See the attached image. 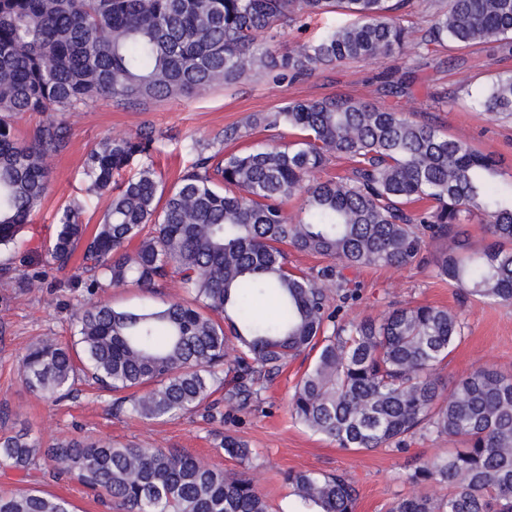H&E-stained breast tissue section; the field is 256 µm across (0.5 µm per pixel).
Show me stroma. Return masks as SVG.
<instances>
[{"label": "stroma", "instance_id": "1", "mask_svg": "<svg viewBox=\"0 0 512 512\" xmlns=\"http://www.w3.org/2000/svg\"><path fill=\"white\" fill-rule=\"evenodd\" d=\"M339 21V15L331 13L284 28L270 48L276 52L296 49L315 41ZM407 69L415 76L411 92L397 99L387 96L381 86L383 74ZM506 73H512V54H503L496 43L468 48L446 43L429 46L419 55L408 51L385 61L347 60L292 81L277 83L260 74L191 97L144 103L108 99L87 109L60 113L68 136L48 161V194L15 248L0 253V434L28 425L48 441L88 436L115 444L178 448L236 472L239 464L219 447L223 435L231 433L258 453L248 475L265 495L270 512H293L291 490L285 481L291 470L346 474L358 492L356 512H386L394 499L420 494V487L408 482L405 475L416 464L445 451L447 440L420 439L405 453L338 448L291 417L294 383L309 364L302 356L284 368L263 401L250 409L238 410L225 403L223 392H216L214 398L224 409L220 423L198 413L154 423L117 414L112 410L111 393L84 381L76 382L69 398L58 403L45 401L23 386L17 361L41 339L52 337L66 343L73 336V315L88 293L74 287V266L61 269L50 263L47 248L56 234L58 210L72 199L82 200V221L91 227L99 224L107 209L109 196L86 194L84 173L88 152L104 136H125L140 127H152L156 137L152 162L169 186L190 165L193 143L227 153L259 147L272 139L285 147L293 141L288 128H279L272 136L257 125V118L271 115L291 101L343 96L394 105L414 120L431 123L449 137L494 155L501 180L510 183L512 115L484 112L477 102L478 91ZM231 125L245 127L246 135L225 141L224 129ZM489 241L482 224L472 222L463 225L458 236L427 241L424 265L368 266L350 272L359 298L349 305L348 315L378 317L408 304L446 307L464 319L466 336L441 372L445 384L481 366L512 376V304L478 301L433 273L434 262L449 251L461 246L478 250ZM29 487L66 498L75 512H105L82 487L53 478L41 463H34L26 474L0 467V490Z\"/></svg>", "mask_w": 512, "mask_h": 512}]
</instances>
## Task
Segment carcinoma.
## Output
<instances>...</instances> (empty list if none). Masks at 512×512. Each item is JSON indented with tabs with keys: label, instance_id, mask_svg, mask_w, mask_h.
Masks as SVG:
<instances>
[{
	"label": "carcinoma",
	"instance_id": "obj_1",
	"mask_svg": "<svg viewBox=\"0 0 512 512\" xmlns=\"http://www.w3.org/2000/svg\"><path fill=\"white\" fill-rule=\"evenodd\" d=\"M409 0H0V248L16 244L49 185L47 159L66 131L49 121L30 139L13 117L71 112L100 100L189 97L233 85L247 72L277 79L345 60H386L413 46L463 47L495 41L512 52V0H432L424 36L396 12ZM346 20L292 52L263 46L301 18ZM406 71L387 94H407ZM479 105L512 112V74L483 89ZM286 127L289 147L231 153L192 145L194 160L170 187L145 162L155 141L143 127L103 138L89 153L88 190L117 186L92 235L74 202L57 213L48 247L61 268L83 247L88 288L163 281L183 296L161 307L118 308L84 300L70 345L45 338L18 361L22 384L56 400L84 374L117 394L112 409L156 421L199 410L224 422L212 395L240 409L288 362L315 353L294 386L291 416L348 450L391 448L445 438L452 448L415 466L407 480L447 489L394 500L388 512H512V377L478 367L452 384L439 369L464 338L458 314L432 305L394 308L380 319H349L324 282L340 278V301L354 296L336 267L298 268L287 250L338 261L344 269L425 263L426 242L473 219L492 242L451 251L433 272L466 294L512 303V183L496 182L495 158L404 112L346 97L292 101L261 120ZM350 174L312 182L330 159ZM301 198L300 214L288 200ZM271 301L275 314L252 315ZM220 448L244 467L256 451L238 436ZM41 459L105 506L120 512H268L242 473H229L168 448L70 439L45 443L30 431L0 436V466L25 472ZM293 495L312 512H355L343 474L288 473ZM0 512H73L41 490L0 491Z\"/></svg>",
	"mask_w": 512,
	"mask_h": 512
}]
</instances>
